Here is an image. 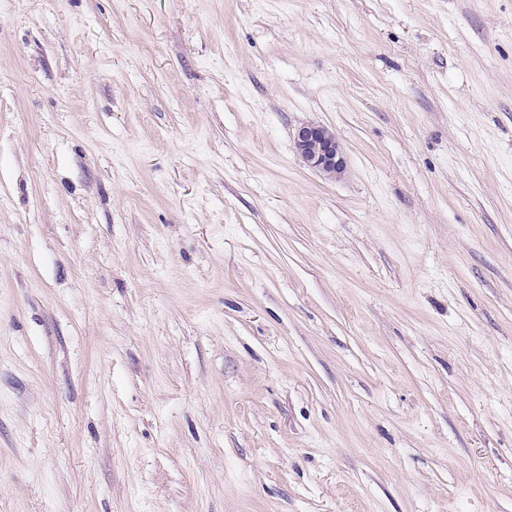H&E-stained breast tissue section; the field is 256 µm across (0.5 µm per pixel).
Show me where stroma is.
Segmentation results:
<instances>
[{"mask_svg": "<svg viewBox=\"0 0 512 512\" xmlns=\"http://www.w3.org/2000/svg\"><path fill=\"white\" fill-rule=\"evenodd\" d=\"M0 512H512V0H0ZM294 145L307 167L329 178L343 173L344 153L336 136L326 127L316 123L302 125L295 132Z\"/></svg>", "mask_w": 512, "mask_h": 512, "instance_id": "35a3bbf8", "label": "stroma"}]
</instances>
